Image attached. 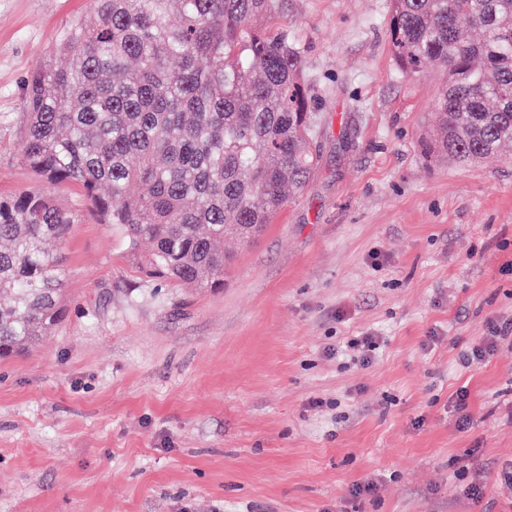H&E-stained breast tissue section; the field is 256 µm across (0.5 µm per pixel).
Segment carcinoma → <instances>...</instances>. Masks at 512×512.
<instances>
[{
  "instance_id": "carcinoma-1",
  "label": "carcinoma",
  "mask_w": 512,
  "mask_h": 512,
  "mask_svg": "<svg viewBox=\"0 0 512 512\" xmlns=\"http://www.w3.org/2000/svg\"><path fill=\"white\" fill-rule=\"evenodd\" d=\"M27 80L22 163L82 187L147 271L224 285V239L261 233L319 163L318 102L278 23L288 0H92ZM395 60L448 69L426 151L475 163L512 142V0H392ZM177 21H170V15ZM136 184L139 191L130 192ZM75 211L38 190L0 197V358L65 315L61 244Z\"/></svg>"
}]
</instances>
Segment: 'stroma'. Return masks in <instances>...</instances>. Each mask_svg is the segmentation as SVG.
I'll list each match as a JSON object with an SVG mask.
<instances>
[{"instance_id":"1","label":"stroma","mask_w":512,"mask_h":512,"mask_svg":"<svg viewBox=\"0 0 512 512\" xmlns=\"http://www.w3.org/2000/svg\"><path fill=\"white\" fill-rule=\"evenodd\" d=\"M91 11L0 0V196L39 185L16 150L24 83ZM390 14L291 0L320 162L258 237L225 240L223 287L149 275L60 189L67 314L0 362V512H512V342L458 363L512 319V147L425 153L448 73L398 70ZM365 334L385 344L360 368L344 347ZM489 336H484L477 345L463 351L459 356V364L463 368H470L475 364L485 361L492 355L499 343L512 339V319H495L488 323Z\"/></svg>"}]
</instances>
